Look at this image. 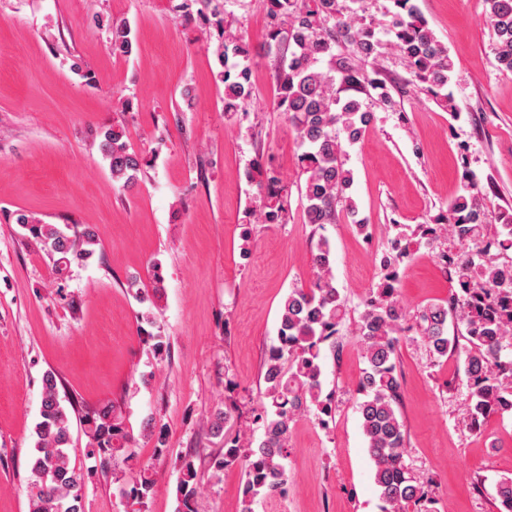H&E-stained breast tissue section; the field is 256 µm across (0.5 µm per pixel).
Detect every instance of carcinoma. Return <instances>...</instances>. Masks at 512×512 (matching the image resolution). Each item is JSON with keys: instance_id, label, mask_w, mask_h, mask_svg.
Listing matches in <instances>:
<instances>
[{"instance_id": "obj_1", "label": "carcinoma", "mask_w": 512, "mask_h": 512, "mask_svg": "<svg viewBox=\"0 0 512 512\" xmlns=\"http://www.w3.org/2000/svg\"><path fill=\"white\" fill-rule=\"evenodd\" d=\"M270 14L287 26L276 30L280 63L276 71L277 108L286 115L300 150V186L303 222L321 227L336 223L342 211L363 231L351 194L353 171L342 160L345 146L359 141L372 113L354 98L343 99L336 91L347 89L376 95L384 106L392 105L385 83L367 67L388 47L406 62L410 74L457 118L460 115L453 92L455 64L447 47L438 39L415 0H390L385 33L378 37L373 23L358 18L363 0H267ZM199 3L197 11L192 5ZM486 17L494 29V54L498 68L512 73V0H485ZM183 17L197 16L215 31L212 54L221 66L216 73L224 84V111L235 112L250 97L247 67L229 60L250 58L249 45L224 34V0H183ZM95 23L106 31L114 55L129 57L134 37L129 22L101 13ZM327 63L322 68L321 63ZM112 181L125 187L134 183L143 158L130 146L125 127L102 128L95 136ZM261 198L258 219L264 224L288 221V192L278 175L257 159L247 172ZM461 192L447 213L432 224H417L390 240L382 261V273L369 289L363 310L353 330L364 367L356 388V406L372 461L373 481L382 502L381 512H436L429 496L407 461L408 434L401 418V371L398 354L404 343L420 344L433 361L448 357L456 339L448 326L465 332L470 347L465 351L463 371L468 389L464 417L471 430H482L493 413L512 412V264L492 258L491 251L512 250V210L491 214L483 202V191L474 174L463 169ZM16 223L28 231L31 241L47 251L54 273L62 277L72 266H86L101 252L100 241L89 228L73 231L67 224H47L20 213ZM449 234L459 249L443 251L438 262L448 271L452 288L448 298L429 303L413 313L416 336L407 338L406 313L399 301V268L424 245ZM153 285L138 291L147 309L139 318L151 330L142 342L152 357L162 362L170 353L154 308L164 293L161 264L153 265ZM349 316L347 300L336 286L332 246L323 235L311 245V278L292 287L278 311L277 343L264 360V390L253 408L249 432L230 434L235 401L226 399L209 415V434L221 444L207 467L210 477L220 479L224 469L241 468L240 512H255L262 500L286 497L290 489L287 468L288 441L293 426L303 416L314 415L326 427L336 408L331 395L323 394L324 348L340 350L339 335ZM87 438L86 455L112 464V483L129 512H148L158 488L155 465L141 460L135 437L127 429L120 410L105 405L80 418ZM31 477L24 492L28 512H84L87 487L85 474L76 469L70 454L71 412L62 402L52 372L42 378L40 420L34 428ZM200 466L192 454L179 458L176 482V512H198L202 496ZM497 512H512V477L496 483Z\"/></svg>"}]
</instances>
